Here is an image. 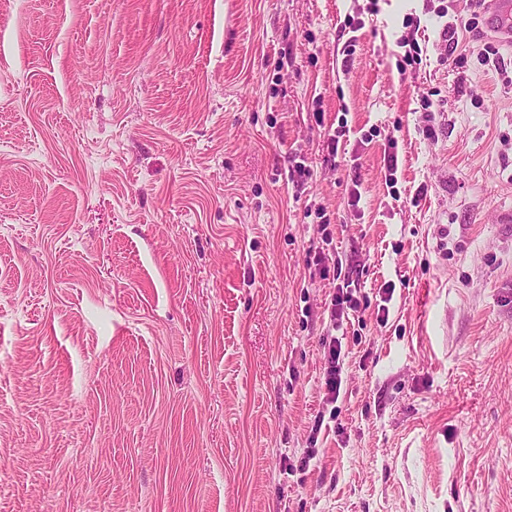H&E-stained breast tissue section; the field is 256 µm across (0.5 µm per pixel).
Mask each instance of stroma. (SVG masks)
Wrapping results in <instances>:
<instances>
[{
  "label": "stroma",
  "mask_w": 512,
  "mask_h": 512,
  "mask_svg": "<svg viewBox=\"0 0 512 512\" xmlns=\"http://www.w3.org/2000/svg\"><path fill=\"white\" fill-rule=\"evenodd\" d=\"M491 41L466 0H0V512H512ZM344 287L338 288L337 293L332 296L330 304L327 306L328 312V327L327 332L324 334L322 344L324 346V355L327 359L326 376H325V398L327 401H336L340 394L342 385V366L340 364L341 358V343L338 341L332 331H339L343 325V321L349 318V312H355L360 304L354 297L351 289Z\"/></svg>",
  "instance_id": "stroma-1"
}]
</instances>
